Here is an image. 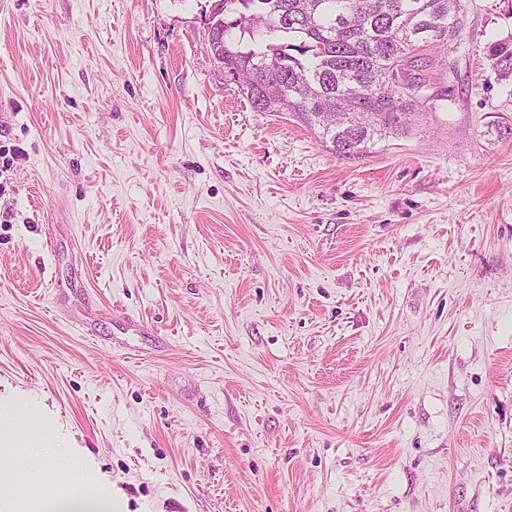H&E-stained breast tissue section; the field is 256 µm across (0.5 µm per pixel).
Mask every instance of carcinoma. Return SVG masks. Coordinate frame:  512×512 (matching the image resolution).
I'll return each instance as SVG.
<instances>
[{"label": "carcinoma", "instance_id": "obj_1", "mask_svg": "<svg viewBox=\"0 0 512 512\" xmlns=\"http://www.w3.org/2000/svg\"><path fill=\"white\" fill-rule=\"evenodd\" d=\"M212 13L208 42L251 105L292 113L346 159L414 134L429 97H397L390 77L425 85L411 73L419 52L447 48L463 25L460 0H217ZM491 58L512 76V47Z\"/></svg>", "mask_w": 512, "mask_h": 512}]
</instances>
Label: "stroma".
Instances as JSON below:
<instances>
[{"label": "stroma", "instance_id": "obj_1", "mask_svg": "<svg viewBox=\"0 0 512 512\" xmlns=\"http://www.w3.org/2000/svg\"><path fill=\"white\" fill-rule=\"evenodd\" d=\"M363 159L219 74L208 0H0L5 512H512V0Z\"/></svg>", "mask_w": 512, "mask_h": 512}]
</instances>
